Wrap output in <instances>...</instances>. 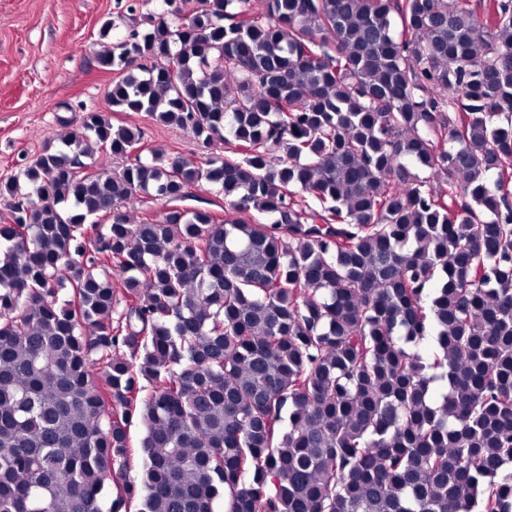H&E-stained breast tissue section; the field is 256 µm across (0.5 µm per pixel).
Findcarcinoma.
<instances>
[{"label": "carcinoma", "mask_w": 512, "mask_h": 512, "mask_svg": "<svg viewBox=\"0 0 512 512\" xmlns=\"http://www.w3.org/2000/svg\"><path fill=\"white\" fill-rule=\"evenodd\" d=\"M164 5L108 102L223 154L87 112L0 183V512H512V6ZM191 196L182 205L191 209H204L220 219H224V195L206 181H201L191 189ZM170 205L163 201L155 200L151 196L142 195L137 200L128 204L123 211L126 212L128 220L132 224H138L144 220H159L168 212ZM143 435L142 427L134 422L129 430L130 446L133 450L132 462L130 468L126 470V480L138 482L140 471V441Z\"/></svg>", "instance_id": "cac0c4a2"}]
</instances>
